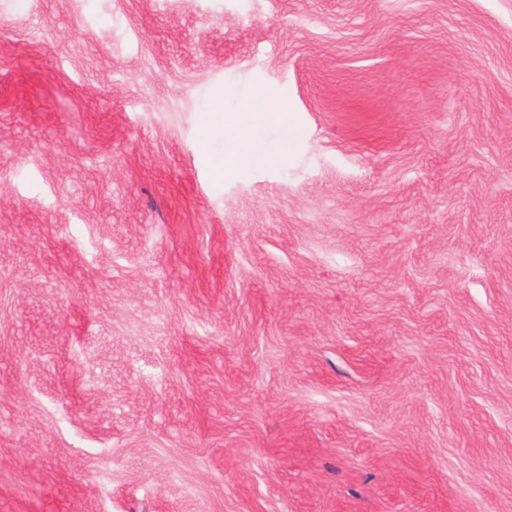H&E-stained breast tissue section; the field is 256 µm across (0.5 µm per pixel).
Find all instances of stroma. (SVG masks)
Returning a JSON list of instances; mask_svg holds the SVG:
<instances>
[{"label":"stroma","instance_id":"1","mask_svg":"<svg viewBox=\"0 0 512 512\" xmlns=\"http://www.w3.org/2000/svg\"><path fill=\"white\" fill-rule=\"evenodd\" d=\"M0 512H512V0H0ZM246 108L250 112L259 114L262 125L282 124L285 122V112L268 93L254 95L246 102ZM262 126H254L251 128H238L236 124L231 121H224L225 134H227V140H230L234 144V151L229 158L231 164V171L233 174L244 170L248 166V158L246 154L240 148V144L251 138H254Z\"/></svg>","mask_w":512,"mask_h":512}]
</instances>
